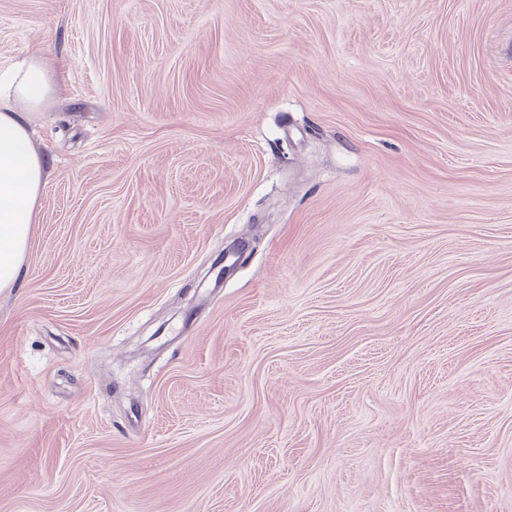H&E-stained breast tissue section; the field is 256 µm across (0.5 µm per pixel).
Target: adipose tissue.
<instances>
[{
  "instance_id": "obj_1",
  "label": "adipose tissue",
  "mask_w": 512,
  "mask_h": 512,
  "mask_svg": "<svg viewBox=\"0 0 512 512\" xmlns=\"http://www.w3.org/2000/svg\"><path fill=\"white\" fill-rule=\"evenodd\" d=\"M57 91L51 64L36 51L0 80V291L17 283L47 177L46 159L31 147L29 115Z\"/></svg>"
}]
</instances>
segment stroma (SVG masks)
I'll list each match as a JSON object with an SVG mask.
<instances>
[{"mask_svg":"<svg viewBox=\"0 0 512 512\" xmlns=\"http://www.w3.org/2000/svg\"><path fill=\"white\" fill-rule=\"evenodd\" d=\"M34 50L0 512H512V0H0Z\"/></svg>","mask_w":512,"mask_h":512,"instance_id":"stroma-1","label":"stroma"}]
</instances>
